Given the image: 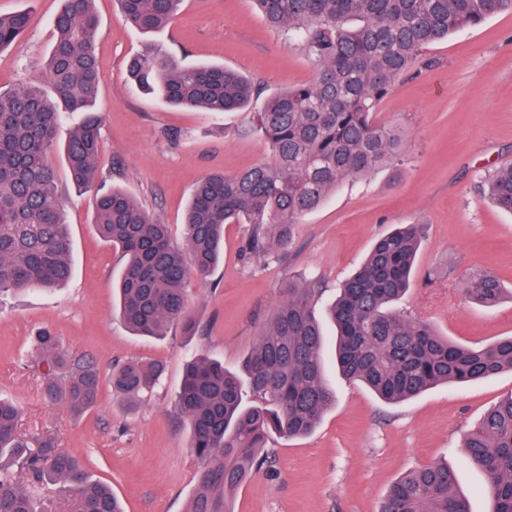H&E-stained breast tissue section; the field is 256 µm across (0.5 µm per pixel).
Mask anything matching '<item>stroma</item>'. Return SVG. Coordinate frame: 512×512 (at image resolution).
<instances>
[{
  "mask_svg": "<svg viewBox=\"0 0 512 512\" xmlns=\"http://www.w3.org/2000/svg\"><path fill=\"white\" fill-rule=\"evenodd\" d=\"M60 7L61 0H0L1 14L32 12L24 38L0 52L1 88L32 78L33 64L51 46L49 21ZM95 11L104 76L97 173L169 224L172 242L182 245L196 182L210 172L233 175L270 161L254 114L266 96L310 81L314 68L268 27L251 0H184L177 21L147 34L125 20L116 0H95ZM149 43L184 64H224L264 93L243 111L169 107L140 93L128 77V61ZM378 118L405 128L400 176L382 171L344 181L297 225L288 251L249 264L241 257L246 225H225L222 262L207 280L187 284L194 331L175 325L161 339L133 335L121 321L113 286L122 255L97 231L92 193L72 184L62 152H53L73 275L50 292L0 299V397L22 409V432L54 436L93 479L111 487L124 512H186L199 470L189 423L176 408L187 363L205 355L238 369L289 277L314 281L320 303H327L374 241L400 224L423 227L414 283L401 309L467 345L512 336V302L486 308L458 286L461 272L482 268L512 288V213L494 207L478 188L481 174L512 164V13L424 49L413 75L400 78L382 101ZM43 327L99 368L98 403L82 415L42 398L31 337ZM131 359L165 366L161 384L133 409L110 383L113 367ZM329 381L335 405L310 435L270 440L271 463L237 490L236 512H378L403 473L443 460L456 468L472 512H489L484 478L463 464L460 444L512 393V372L441 386L395 405L338 374Z\"/></svg>",
  "mask_w": 512,
  "mask_h": 512,
  "instance_id": "1",
  "label": "stroma"
}]
</instances>
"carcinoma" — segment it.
<instances>
[{
	"label": "carcinoma",
	"instance_id": "obj_1",
	"mask_svg": "<svg viewBox=\"0 0 512 512\" xmlns=\"http://www.w3.org/2000/svg\"><path fill=\"white\" fill-rule=\"evenodd\" d=\"M95 0H62L51 19L53 42L37 64L40 77L0 90V295L50 289L72 274L71 240L57 174L48 158L56 132L78 112L81 121L64 146L73 184L94 192V224L119 248L125 263L117 283L118 309L139 336L162 337L179 324L190 333L185 282L204 279L224 251V225H248L242 257L252 261L288 249L294 226L347 178L368 177L401 161L404 131L378 120V106L427 46L512 12V0H253L272 27L312 63V80L270 96L257 113L272 162L235 176L205 175L184 219V246L168 225L119 187L101 188L96 158L103 83L94 51ZM182 0H118L124 17L149 33L176 16ZM31 12L0 14V50L20 40ZM140 91L177 108L241 110L258 92L252 80L222 65H185L148 44L128 64ZM482 192L512 212V165L487 172ZM420 224L379 237L338 289L327 314L336 336L325 335L314 309L320 290L290 279L241 372L201 356L186 368L177 407L190 424V448L200 462L186 512H234L235 492L268 462L274 435L310 434L336 402L326 379L328 344L339 373L382 401L396 404L440 385L490 380L512 371V336L482 346L456 344L426 320L396 304L407 293L422 241ZM466 293L491 307L502 296L490 271L461 275ZM31 342L44 365L43 397L81 415L97 404L98 367L64 350L41 328ZM159 363L129 360L112 371V388L136 406L163 376ZM22 411L0 398V512H44L8 467L24 469L35 485L72 490L75 512H122L110 488L53 437L36 446L18 432ZM467 464L479 470L492 512H512V393L489 409L463 438ZM379 512H471L455 470L435 463L411 470L390 487Z\"/></svg>",
	"mask_w": 512,
	"mask_h": 512
}]
</instances>
